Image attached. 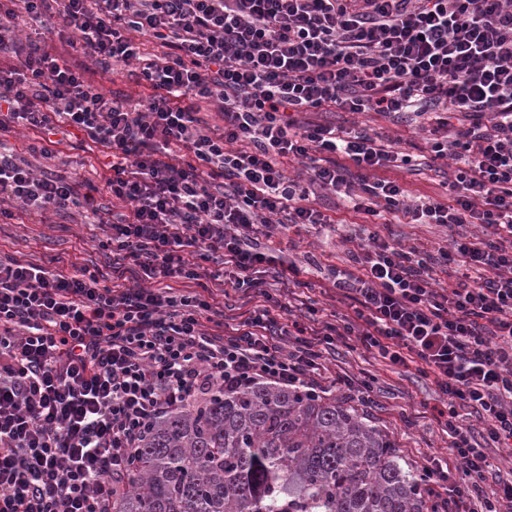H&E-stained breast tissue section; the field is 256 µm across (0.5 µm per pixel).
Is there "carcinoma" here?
Instances as JSON below:
<instances>
[{
  "label": "carcinoma",
  "mask_w": 512,
  "mask_h": 512,
  "mask_svg": "<svg viewBox=\"0 0 512 512\" xmlns=\"http://www.w3.org/2000/svg\"><path fill=\"white\" fill-rule=\"evenodd\" d=\"M114 512H429L424 477L344 399L217 389L155 423Z\"/></svg>",
  "instance_id": "obj_1"
}]
</instances>
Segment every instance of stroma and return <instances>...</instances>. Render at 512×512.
Returning <instances> with one entry per match:
<instances>
[{"instance_id":"obj_1","label":"stroma","mask_w":512,"mask_h":512,"mask_svg":"<svg viewBox=\"0 0 512 512\" xmlns=\"http://www.w3.org/2000/svg\"><path fill=\"white\" fill-rule=\"evenodd\" d=\"M85 79L111 97L128 96L138 100L148 96L147 88L137 85L134 74L137 64L121 65L110 72H102L93 62L82 60ZM324 120L347 127L357 125L379 133L384 140L398 142L402 151L411 145L420 144L415 126L395 124L374 112H344L332 110L324 113ZM31 166L36 173L77 172L81 183L99 188V199L111 205L112 198L104 190L111 172L99 165L93 152L75 141L60 144L54 159L31 157ZM378 177L399 181L405 186L412 200L445 199L446 190L435 171L422 165L413 170L381 169ZM319 210L330 215L339 224V229L329 235H321L314 229H303L291 243L285 244L281 254L283 261H300L312 254L322 264L336 265L345 256L349 235L361 225L360 215L348 211L340 197L320 200ZM106 237L103 227L96 220L77 214L54 215L48 218L39 214L19 215L12 219H0V251L23 261L47 265L54 257L64 262H74L99 271L104 276L112 274L113 257L101 246ZM326 362L330 370L349 375L353 379L361 376L373 378L379 407L369 410L368 415L380 428L388 432L403 451L406 459L416 467H424L429 456L445 455L449 452L448 434L432 418H421L414 424L404 423L400 411L414 412L421 403H434L436 395L430 379L409 369H397L372 358L363 349H351L337 345L335 354Z\"/></svg>"}]
</instances>
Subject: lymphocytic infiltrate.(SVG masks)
Wrapping results in <instances>:
<instances>
[{
	"instance_id": "f902f5d3",
	"label": "lymphocytic infiltrate",
	"mask_w": 512,
	"mask_h": 512,
	"mask_svg": "<svg viewBox=\"0 0 512 512\" xmlns=\"http://www.w3.org/2000/svg\"><path fill=\"white\" fill-rule=\"evenodd\" d=\"M22 17L36 38L20 37ZM139 34L164 58H141ZM58 36L105 68L139 61L149 98L133 106L90 85L53 51ZM0 56L12 60L0 68V134L26 127L46 156L71 136L103 149L106 190L125 208L104 246L145 280L108 286L86 267L0 254V512H112L154 422L216 388L328 393L322 352L343 336L431 378L451 448L424 467L436 512L512 506V468L485 451L512 447V0H0ZM331 107L426 118L447 199L414 205L377 178L413 158L367 130L300 119ZM174 148L184 160H166ZM286 156L308 160L306 177L284 175ZM318 193L371 222L451 229L449 245L423 257L374 231L341 268L262 250L310 224L334 231ZM73 209L102 213L71 181L0 152L1 216ZM207 262L223 295L202 281ZM450 264L447 288L435 269ZM267 273L307 289L321 277L352 312L294 319ZM231 293L248 308L232 331L210 332Z\"/></svg>"
}]
</instances>
